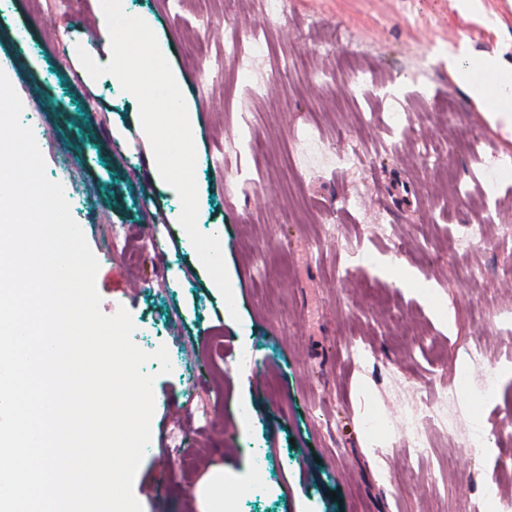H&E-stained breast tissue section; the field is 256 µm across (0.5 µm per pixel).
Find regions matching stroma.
<instances>
[{
  "label": "stroma",
  "mask_w": 512,
  "mask_h": 512,
  "mask_svg": "<svg viewBox=\"0 0 512 512\" xmlns=\"http://www.w3.org/2000/svg\"><path fill=\"white\" fill-rule=\"evenodd\" d=\"M122 6L154 30L193 115L198 227L224 236L235 310L156 177L137 100L80 64L78 21L62 25L51 0H0V71L102 258V312L126 308L134 342L168 350L170 373L145 366L143 512H200L196 487L216 467L224 512H469L493 477L512 496V281L498 275L512 265V181L488 183L480 156L512 167V130L448 73L452 50L512 64V0H291L276 21L237 0L240 27L270 46L242 71L224 55V0ZM283 57L296 67L277 71ZM321 72L331 81L315 83ZM478 222L496 228L486 250L450 249ZM117 237L128 258L112 256ZM262 260L275 277H257ZM461 368L475 385L495 370L496 390L454 395L447 426L426 427L432 455L410 457L397 409Z\"/></svg>",
  "instance_id": "obj_1"
}]
</instances>
